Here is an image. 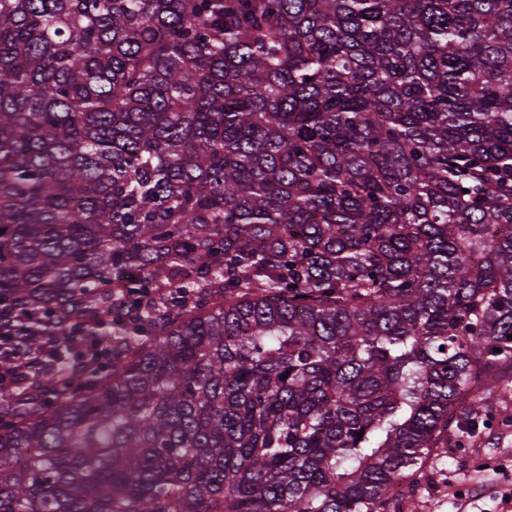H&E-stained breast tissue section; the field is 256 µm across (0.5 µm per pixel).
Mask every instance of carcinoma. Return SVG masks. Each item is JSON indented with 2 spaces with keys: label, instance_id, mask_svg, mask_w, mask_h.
Returning a JSON list of instances; mask_svg holds the SVG:
<instances>
[{
  "label": "carcinoma",
  "instance_id": "cac0c4a2",
  "mask_svg": "<svg viewBox=\"0 0 512 512\" xmlns=\"http://www.w3.org/2000/svg\"><path fill=\"white\" fill-rule=\"evenodd\" d=\"M507 213L512 0H0V303L108 358L0 512H397L512 384Z\"/></svg>",
  "mask_w": 512,
  "mask_h": 512
}]
</instances>
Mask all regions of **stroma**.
<instances>
[{"label":"stroma","mask_w":512,"mask_h":512,"mask_svg":"<svg viewBox=\"0 0 512 512\" xmlns=\"http://www.w3.org/2000/svg\"><path fill=\"white\" fill-rule=\"evenodd\" d=\"M488 434L429 460L417 495L403 512H500L496 489L512 484V391L494 390Z\"/></svg>","instance_id":"obj_1"}]
</instances>
